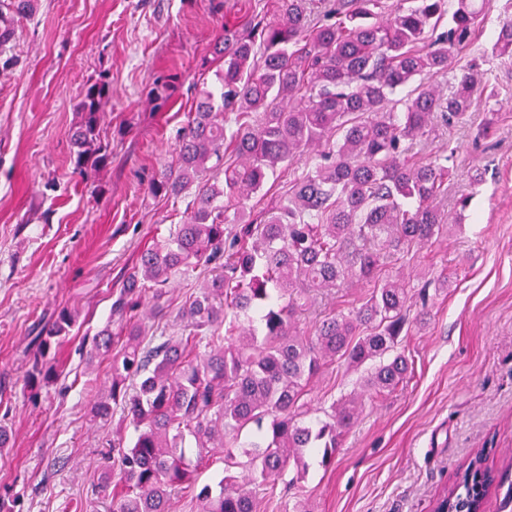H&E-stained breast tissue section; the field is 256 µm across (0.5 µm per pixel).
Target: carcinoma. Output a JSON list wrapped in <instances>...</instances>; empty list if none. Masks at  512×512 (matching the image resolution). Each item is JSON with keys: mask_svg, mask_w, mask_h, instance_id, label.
Listing matches in <instances>:
<instances>
[{"mask_svg": "<svg viewBox=\"0 0 512 512\" xmlns=\"http://www.w3.org/2000/svg\"><path fill=\"white\" fill-rule=\"evenodd\" d=\"M34 0H0V47L11 40L6 16ZM489 22L484 0H275L270 15L224 22L215 53L223 62L217 92L199 93L178 134L175 164L151 181L155 196L192 192L186 221L144 249L112 301V323L84 340L86 363L106 361L110 386L91 407L94 419L123 413L98 492L109 512H171L174 496L195 493L199 512H255L250 487L306 455L332 463L360 416L353 393L327 407L313 381L341 361L377 395L409 371L398 345L417 298L448 290L442 273L412 284L396 266L448 237L454 217L438 206L448 181L445 149L422 159L441 126L466 121L484 100V130L498 121V92L472 65L448 79L455 53ZM512 57V21L499 24L482 62ZM112 101L104 77L88 84L71 132L84 175L104 165L101 113ZM294 166L288 189L258 208L270 176ZM211 279L182 308L186 333L154 346L135 318L143 298L156 307L175 279L198 269ZM366 286L360 305L331 309L311 327L301 316L317 293ZM79 316L61 309L33 339L26 387L32 397L55 380L56 352ZM224 469L198 485L213 452ZM118 476L112 482V476ZM512 507V484L478 452L435 509L479 512L489 490Z\"/></svg>", "mask_w": 512, "mask_h": 512, "instance_id": "carcinoma-1", "label": "carcinoma"}]
</instances>
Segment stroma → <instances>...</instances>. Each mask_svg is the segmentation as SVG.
Segmentation results:
<instances>
[{
	"label": "stroma",
	"mask_w": 512,
	"mask_h": 512,
	"mask_svg": "<svg viewBox=\"0 0 512 512\" xmlns=\"http://www.w3.org/2000/svg\"><path fill=\"white\" fill-rule=\"evenodd\" d=\"M264 9L265 0H35L11 22L0 66V415L13 436L0 451V486L19 494L21 512H108L93 487L116 423L90 416L107 368L86 363L79 343L108 322L140 251L183 222L188 197L156 198L148 185L174 160L199 91L217 85L212 47L225 21ZM486 70L498 124L483 132L478 106L433 143L456 149L440 207L473 199L461 228L404 269L448 276L447 295L401 343L411 370L392 392L365 394L332 467L308 457L294 487L258 490L256 512H292L299 500L311 512H432L478 450L512 468V61ZM103 75L111 156L84 176L69 133L83 87ZM208 279L172 281L159 311L144 300L149 338L181 335L180 307ZM64 306L80 327L56 356L58 383L31 398V338Z\"/></svg>",
	"instance_id": "35a3bbf8"
}]
</instances>
